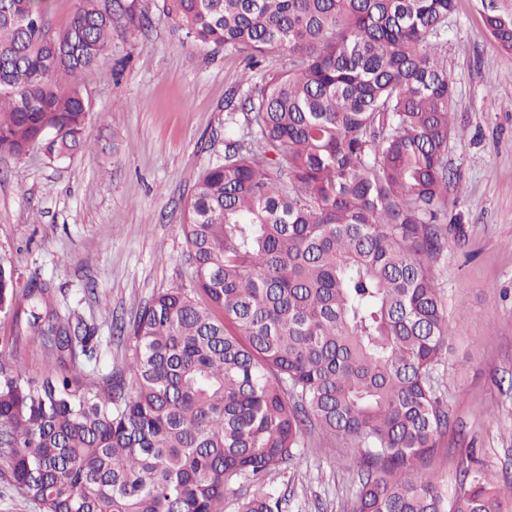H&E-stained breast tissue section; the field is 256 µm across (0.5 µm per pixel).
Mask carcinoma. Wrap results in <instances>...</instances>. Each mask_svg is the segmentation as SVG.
<instances>
[{
	"label": "carcinoma",
	"mask_w": 512,
	"mask_h": 512,
	"mask_svg": "<svg viewBox=\"0 0 512 512\" xmlns=\"http://www.w3.org/2000/svg\"><path fill=\"white\" fill-rule=\"evenodd\" d=\"M191 43L290 53L229 90L224 160L196 180L183 234L194 288L158 292L127 372L93 378L102 338L49 283L0 262V314H26L47 369L0 355V457L40 512H283L268 475L317 423L361 449L354 512H499L465 469L453 493L418 466L448 430L433 373L452 351L427 260L448 244L454 0H165ZM512 54V0H479ZM48 0H0V153L83 146L78 77L112 44L104 0L54 29Z\"/></svg>",
	"instance_id": "carcinoma-1"
}]
</instances>
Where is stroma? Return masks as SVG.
<instances>
[{"mask_svg": "<svg viewBox=\"0 0 512 512\" xmlns=\"http://www.w3.org/2000/svg\"><path fill=\"white\" fill-rule=\"evenodd\" d=\"M112 35L79 78L93 104L86 146L56 161L0 154V260L108 338L103 371L122 368L152 296L192 288L182 232L198 175L224 157V100L242 54L187 42L164 0ZM459 136L448 142V248L429 264L455 352L438 369L450 425L422 472L455 489L469 457L512 479V54L497 49L476 0H455L446 48ZM359 449L309 427L271 475L285 512H353Z\"/></svg>", "mask_w": 512, "mask_h": 512, "instance_id": "35a3bbf8", "label": "stroma"}]
</instances>
